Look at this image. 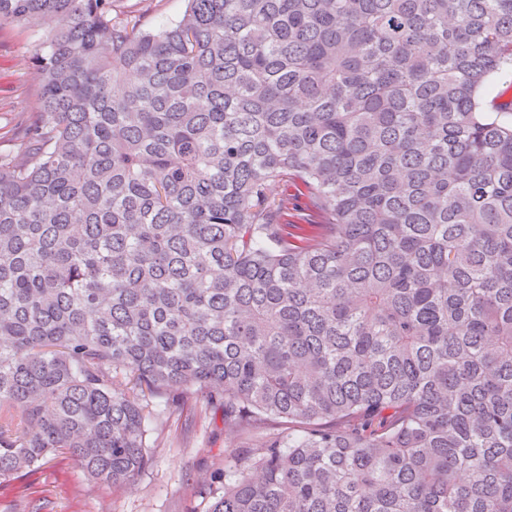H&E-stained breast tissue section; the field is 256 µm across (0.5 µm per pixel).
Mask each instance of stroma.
Here are the masks:
<instances>
[{
    "mask_svg": "<svg viewBox=\"0 0 512 512\" xmlns=\"http://www.w3.org/2000/svg\"><path fill=\"white\" fill-rule=\"evenodd\" d=\"M187 0H119L147 29L178 20ZM40 32L0 25V152L13 149L32 123L40 89L21 66ZM162 431L149 448L151 464L135 486L88 478L68 455L0 482V512H206L204 484L224 472L228 433L221 405L196 393L168 398Z\"/></svg>",
    "mask_w": 512,
    "mask_h": 512,
    "instance_id": "1",
    "label": "stroma"
}]
</instances>
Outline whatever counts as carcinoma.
Masks as SVG:
<instances>
[{
    "mask_svg": "<svg viewBox=\"0 0 512 512\" xmlns=\"http://www.w3.org/2000/svg\"><path fill=\"white\" fill-rule=\"evenodd\" d=\"M116 2L0 0L49 30L0 153V480L132 485L194 391L280 427L208 512H512V0ZM120 10L139 18L145 29H155L178 20L187 5L186 0H120ZM507 87V94L499 97L500 92L505 90ZM510 99H512V72L508 71L496 79L495 86L489 89L485 94L484 102L488 112H497L494 106L502 104L504 103L503 101H508ZM281 191L291 195L288 196V217H285V219H288V221L302 222L299 219L306 217L307 214H312L313 217H309L312 219L317 217V215L312 213L313 208L308 195L299 194L295 187L290 183L278 188V192Z\"/></svg>",
    "mask_w": 512,
    "mask_h": 512,
    "instance_id": "1",
    "label": "carcinoma"
}]
</instances>
